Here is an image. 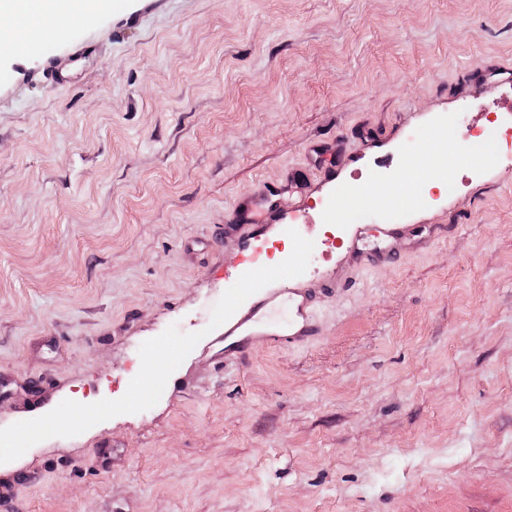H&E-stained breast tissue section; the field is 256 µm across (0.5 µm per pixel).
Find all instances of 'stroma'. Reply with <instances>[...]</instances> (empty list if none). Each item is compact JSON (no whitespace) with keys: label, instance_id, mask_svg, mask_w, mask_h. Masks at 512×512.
<instances>
[{"label":"stroma","instance_id":"obj_1","mask_svg":"<svg viewBox=\"0 0 512 512\" xmlns=\"http://www.w3.org/2000/svg\"><path fill=\"white\" fill-rule=\"evenodd\" d=\"M511 68L512 0H110L0 61V512H512ZM414 157L406 195L459 192L335 221ZM292 168L258 237L225 233ZM263 254L336 288L308 346L225 362Z\"/></svg>","mask_w":512,"mask_h":512}]
</instances>
